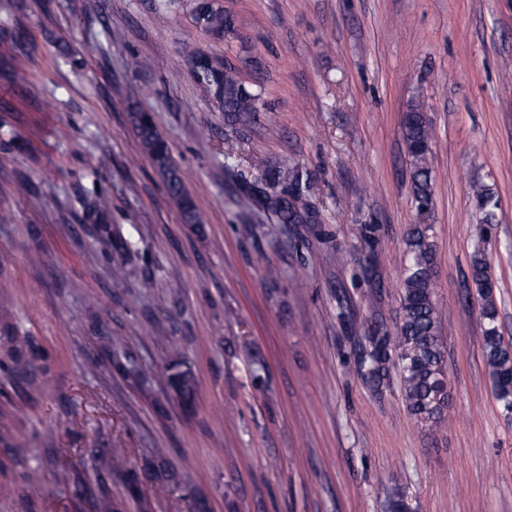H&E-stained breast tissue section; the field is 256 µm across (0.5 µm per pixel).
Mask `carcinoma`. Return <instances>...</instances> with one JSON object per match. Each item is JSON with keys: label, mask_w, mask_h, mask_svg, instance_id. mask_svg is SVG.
Here are the masks:
<instances>
[{"label": "carcinoma", "mask_w": 512, "mask_h": 512, "mask_svg": "<svg viewBox=\"0 0 512 512\" xmlns=\"http://www.w3.org/2000/svg\"><path fill=\"white\" fill-rule=\"evenodd\" d=\"M191 18L194 26L215 42L237 32L236 18L224 10L218 0H193ZM22 24L14 31L0 32V82L13 88L27 85L25 52L20 39ZM191 74L201 96L224 113V124L235 131L246 125L251 113L258 110L260 94L253 92L241 79L238 68L224 57L206 51L192 53ZM3 108L15 115V121L30 133L39 128L37 113L42 105L29 98L6 102ZM129 122L142 154L150 161L170 199L178 208L182 223L199 231L204 215L188 192L176 165L169 143L160 131L153 113L134 109ZM402 134L406 142L409 175L416 210L424 215L434 197L430 166L434 130L424 104L408 105L403 118ZM239 190L263 211L271 224H316L318 213L310 201V173L300 165L283 168L270 166L247 178L234 175ZM478 209L484 212V224L478 234L477 248L470 264L471 280L481 303L483 348L491 372L497 399L512 411V350L506 348L498 326L492 265L487 247L491 245L497 207L494 192L486 185L473 191ZM432 225L413 224L406 234L407 263L400 288L401 322L390 334L379 326L356 337L353 363L358 376L379 388L391 367L399 370L401 393L409 414L416 422L435 427L448 406L445 356L435 302V249L431 240ZM122 254L112 263L113 294L121 296L136 273L133 257L139 254L137 243L121 240ZM95 339L106 354L108 363L97 362L116 372L127 385L145 398L164 393L187 410L193 406L198 382L187 358L171 354L161 365L139 361L136 352L127 348L123 337L112 334L105 325L95 327ZM46 355L28 336H19L9 324L0 329V370L10 379H20L29 393L42 391L40 375L45 373ZM108 477L119 480L129 500L144 507L145 487L157 480L179 491L188 489V477L168 466L161 455L132 461L121 448H95L91 454ZM94 512H119V502L112 498L101 481L92 497Z\"/></svg>", "instance_id": "cac0c4a2"}]
</instances>
